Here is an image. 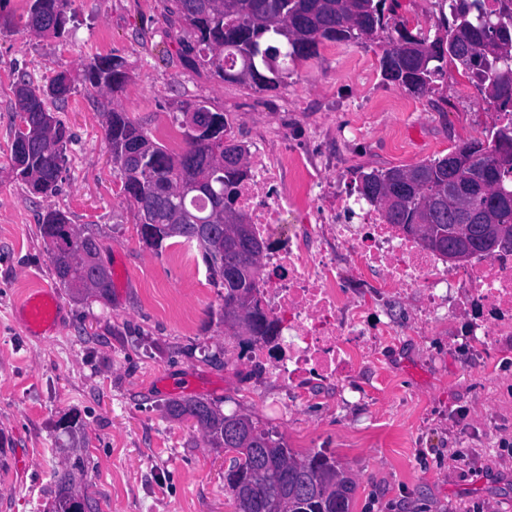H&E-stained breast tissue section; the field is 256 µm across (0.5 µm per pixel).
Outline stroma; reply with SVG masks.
<instances>
[{"instance_id": "stroma-1", "label": "stroma", "mask_w": 512, "mask_h": 512, "mask_svg": "<svg viewBox=\"0 0 512 512\" xmlns=\"http://www.w3.org/2000/svg\"><path fill=\"white\" fill-rule=\"evenodd\" d=\"M166 5L71 0L61 40L26 29L28 0H0V512H42L54 498L52 472L65 458L56 424L73 413L100 512H232L228 458L193 422L163 414L181 395L249 415L296 452L334 456L355 483L352 512H512L511 337L462 365L460 337L425 335L407 296L386 311L397 336L343 388L316 386L307 401L280 409L284 388L252 375L237 337L209 320L224 289L200 252L182 257L141 242L101 131L112 108L151 132L164 117L182 122L181 105L203 101L247 148L275 151L284 130L313 161H336L345 194L357 171L410 167L484 139L494 107L453 66L422 96L383 79L379 41L322 43L269 93L224 81L184 65ZM100 55L129 65L117 95L83 79ZM61 70L71 90L52 110L71 139L56 192L37 195L10 170L13 84L23 73L42 84ZM49 210L104 244L109 302L58 288L40 228ZM46 288L59 322L37 334L18 308ZM216 352L219 367L207 360ZM457 452L466 462L454 461Z\"/></svg>"}]
</instances>
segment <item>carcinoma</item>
Listing matches in <instances>:
<instances>
[{
	"label": "carcinoma",
	"instance_id": "obj_1",
	"mask_svg": "<svg viewBox=\"0 0 512 512\" xmlns=\"http://www.w3.org/2000/svg\"><path fill=\"white\" fill-rule=\"evenodd\" d=\"M397 0H168L170 24L191 30L193 39H178L186 64L205 68L224 81L251 83L275 90L288 78V62L314 56L323 42L360 43L390 36L389 48L379 58L383 78L417 95L433 90L449 65L462 72L496 112L512 114V0H437L434 32H414L395 12ZM69 0H31L26 27L37 35L63 38L68 33ZM473 51L464 62L448 57V43ZM66 78L61 71L44 85L26 74L14 82V105L28 103L18 113L21 125L11 143V162L17 177L55 193L65 162L64 146L70 133L61 120L50 129L43 116L48 102L65 98L70 88H59ZM128 78L127 61L119 56L97 57L85 68V79L95 88L118 94ZM184 113L201 114L199 128H186L184 147L171 153L153 141L127 113H105L104 140L112 163L122 175L123 194L130 209L151 208L159 214L152 239L141 241L158 251L171 239L196 244L194 225L185 224L177 234L166 225L179 223L187 211L200 220L213 219L216 234L224 238V254L202 249L210 278L224 286V305L210 315L226 323L237 310L255 320L259 330L246 339L247 348L276 337L275 323L266 316L258 298V258L255 247H264L249 217L235 208L242 224L224 223V194L236 202L240 182L248 176L246 150L230 137L224 113L204 104L188 105ZM512 151V120L493 125L486 139L463 144L461 152H481L480 162L492 163L502 149ZM399 168L359 172L357 197L381 206V198L393 193L402 198L397 207L383 208L387 223L416 237L428 250L444 254L448 245V208L438 206L448 194V157L430 159L409 171L413 178L394 176ZM201 180L200 189L179 192V183ZM469 205L484 204L486 192L475 172L463 179ZM41 230L49 245V259L59 287L77 295L108 298L112 274L96 277L83 259L102 242L69 223L57 210L42 217ZM165 413L173 420H190L206 435L213 448L233 454L230 468L235 479L224 483L236 512H264L267 503L279 499L283 512H350L354 482L336 459L324 452L299 456L281 436L236 412L225 414L206 398L171 399ZM82 426L62 431L68 438L67 462L56 472L57 491L53 512H68L69 498L84 493L85 463L73 451Z\"/></svg>",
	"mask_w": 512,
	"mask_h": 512
}]
</instances>
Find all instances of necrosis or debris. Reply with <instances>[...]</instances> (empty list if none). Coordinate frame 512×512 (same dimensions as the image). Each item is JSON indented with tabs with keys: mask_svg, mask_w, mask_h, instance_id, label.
I'll return each mask as SVG.
<instances>
[{
	"mask_svg": "<svg viewBox=\"0 0 512 512\" xmlns=\"http://www.w3.org/2000/svg\"><path fill=\"white\" fill-rule=\"evenodd\" d=\"M237 205L266 246L259 297L278 325L276 348L256 343L252 359L292 398L314 381L343 386L396 333L388 323L370 326L372 309L408 291L427 332L463 335L469 355L512 335V253L448 269L387 224L381 208L337 192L305 152L281 162L252 152Z\"/></svg>",
	"mask_w": 512,
	"mask_h": 512,
	"instance_id": "obj_1",
	"label": "necrosis or debris"
}]
</instances>
